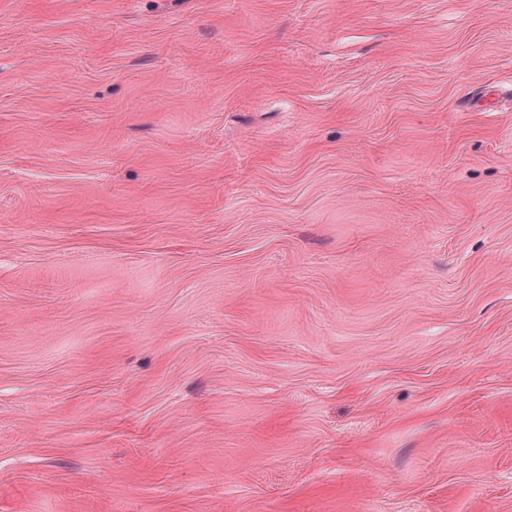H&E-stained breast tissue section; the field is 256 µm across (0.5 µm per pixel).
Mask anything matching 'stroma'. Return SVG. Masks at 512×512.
<instances>
[{"instance_id":"35a3bbf8","label":"stroma","mask_w":512,"mask_h":512,"mask_svg":"<svg viewBox=\"0 0 512 512\" xmlns=\"http://www.w3.org/2000/svg\"><path fill=\"white\" fill-rule=\"evenodd\" d=\"M0 512H512V0H0Z\"/></svg>"}]
</instances>
